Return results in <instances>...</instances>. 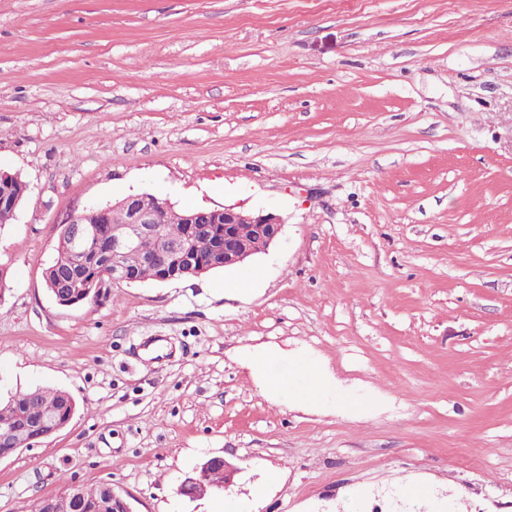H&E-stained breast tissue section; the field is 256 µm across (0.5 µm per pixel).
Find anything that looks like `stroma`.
I'll use <instances>...</instances> for the list:
<instances>
[{
	"label": "stroma",
	"instance_id": "1",
	"mask_svg": "<svg viewBox=\"0 0 512 512\" xmlns=\"http://www.w3.org/2000/svg\"><path fill=\"white\" fill-rule=\"evenodd\" d=\"M0 170L29 186L0 395L77 403L0 460V512L104 482L132 512H512V0H0ZM142 192L283 226L239 268L58 305L66 214ZM259 345L354 407L270 399ZM213 456L232 485L182 495Z\"/></svg>",
	"mask_w": 512,
	"mask_h": 512
}]
</instances>
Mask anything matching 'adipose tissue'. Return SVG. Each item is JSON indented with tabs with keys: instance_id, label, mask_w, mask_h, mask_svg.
<instances>
[{
	"instance_id": "1",
	"label": "adipose tissue",
	"mask_w": 512,
	"mask_h": 512,
	"mask_svg": "<svg viewBox=\"0 0 512 512\" xmlns=\"http://www.w3.org/2000/svg\"><path fill=\"white\" fill-rule=\"evenodd\" d=\"M276 357V352L267 348L256 349L250 356L251 368L267 396L277 398L285 395L308 404H320L334 396L331 383L315 362L305 357L293 360L294 373L305 381L304 388L297 389L289 386L287 377L270 371L269 366Z\"/></svg>"
}]
</instances>
